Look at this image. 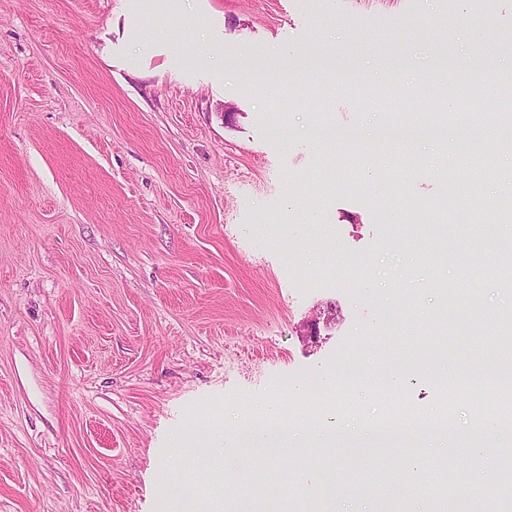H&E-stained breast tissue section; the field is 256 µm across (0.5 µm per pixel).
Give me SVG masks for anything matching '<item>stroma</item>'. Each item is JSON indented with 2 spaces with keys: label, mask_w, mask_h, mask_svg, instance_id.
Segmentation results:
<instances>
[{
  "label": "stroma",
  "mask_w": 512,
  "mask_h": 512,
  "mask_svg": "<svg viewBox=\"0 0 512 512\" xmlns=\"http://www.w3.org/2000/svg\"><path fill=\"white\" fill-rule=\"evenodd\" d=\"M0 0V512H296L301 476H324L345 512H444L443 450L472 436L458 398L454 437L413 427L442 408L434 378L481 367L499 378L498 316L512 292L469 297L493 271L495 203L512 183L483 169L505 128L468 164L440 147L448 72L512 46V0ZM276 61L274 82L257 70ZM324 61L360 74L325 96L297 71ZM395 70L398 120L426 118L393 159L408 177L367 193L362 177L313 180L326 142L311 124L367 143L385 111L369 72ZM232 116H225V107ZM478 181L483 221L458 191ZM318 213L321 227L306 225ZM451 255L440 268L419 255ZM342 256L349 280H310ZM460 302H448L446 285ZM338 377L335 426L390 399L404 435L385 447L324 445L225 454L209 465L178 443L208 418L247 430L293 387ZM454 473L481 498L490 463L454 447Z\"/></svg>",
  "instance_id": "1"
}]
</instances>
